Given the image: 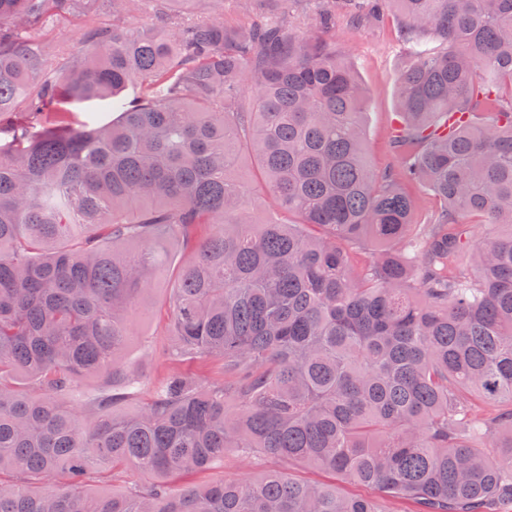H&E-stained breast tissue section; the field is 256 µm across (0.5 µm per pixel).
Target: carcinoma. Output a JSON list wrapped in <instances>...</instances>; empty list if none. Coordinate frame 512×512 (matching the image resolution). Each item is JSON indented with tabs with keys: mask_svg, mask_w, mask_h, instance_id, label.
<instances>
[{
	"mask_svg": "<svg viewBox=\"0 0 512 512\" xmlns=\"http://www.w3.org/2000/svg\"><path fill=\"white\" fill-rule=\"evenodd\" d=\"M139 4L0 0V512H381L286 471L182 482L228 452L415 512L512 503V0H371L411 45L382 172L366 89L294 13L97 21ZM68 15L83 49L53 67L35 35ZM133 84L109 122L64 108ZM414 185L439 202L424 224ZM467 224L492 232L475 243ZM167 239L193 254L171 357L220 376L174 372L133 414L116 389L67 404L84 374L139 390L116 353ZM125 468L143 481L86 487ZM251 463L239 459L234 454H228L224 457L223 465L198 473L191 477L188 481L192 483H206L220 476L224 479H241L244 477L254 476L264 471L284 470L287 469L292 477L315 483H332L336 485L348 496L368 497L378 501L380 509L384 512H411L412 506L402 502L385 498L376 489L353 483L348 480L336 476V480L327 473L319 471L309 466L299 465L296 463H285L275 457H260Z\"/></svg>",
	"mask_w": 512,
	"mask_h": 512,
	"instance_id": "obj_1",
	"label": "carcinoma"
}]
</instances>
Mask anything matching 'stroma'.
Returning <instances> with one entry per match:
<instances>
[{
    "mask_svg": "<svg viewBox=\"0 0 512 512\" xmlns=\"http://www.w3.org/2000/svg\"><path fill=\"white\" fill-rule=\"evenodd\" d=\"M322 10L320 0H303L297 12V24L310 35L324 34L353 62L360 82L368 92L364 123L366 126V151L368 161L377 170L395 166L398 155L392 144V126L397 110L396 80L410 47L402 41L400 23L396 15L381 14L364 27L353 30L347 24L344 11H336L333 24L327 31H319L316 20ZM200 19H217L225 27L235 28L247 24L249 14L243 0H209L206 9L197 6L176 5L159 10L155 0H143L140 9L125 16L103 15V22H115L137 28L164 27L169 22H192ZM173 278L171 267H162L153 279L145 305L147 315H134L131 320L132 336L121 353L122 361L137 368L141 374L138 394L119 406L122 414L135 413L149 397L153 387L163 381L172 369L167 354L174 343L168 330V286ZM288 470L292 477L307 482H336L349 496L376 499L382 512H411L409 504L381 497L376 489L345 479H332L330 474L309 466L285 463L275 457H262L248 462L229 454L221 466L195 475V483L202 484L219 477L241 479L270 470Z\"/></svg>",
    "mask_w": 512,
    "mask_h": 512,
    "instance_id": "stroma-1",
    "label": "stroma"
}]
</instances>
